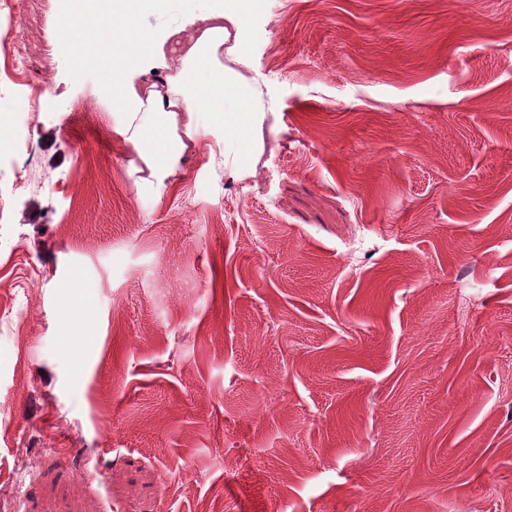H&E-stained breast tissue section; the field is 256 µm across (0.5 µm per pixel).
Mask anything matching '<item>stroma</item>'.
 Here are the masks:
<instances>
[{
  "instance_id": "35a3bbf8",
  "label": "stroma",
  "mask_w": 512,
  "mask_h": 512,
  "mask_svg": "<svg viewBox=\"0 0 512 512\" xmlns=\"http://www.w3.org/2000/svg\"><path fill=\"white\" fill-rule=\"evenodd\" d=\"M20 29L0 512H512V0H264L249 164L161 181Z\"/></svg>"
}]
</instances>
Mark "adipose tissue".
<instances>
[{"instance_id": "adipose-tissue-1", "label": "adipose tissue", "mask_w": 512, "mask_h": 512, "mask_svg": "<svg viewBox=\"0 0 512 512\" xmlns=\"http://www.w3.org/2000/svg\"><path fill=\"white\" fill-rule=\"evenodd\" d=\"M169 5L170 0H66L52 28L71 45L77 65L101 72L113 109L131 114L129 141L150 158L156 177L172 172L183 145L171 130L180 112L211 114V162L221 161L229 138L238 143L240 161L248 162L253 117L263 106L242 69L250 64L248 20L263 0H214L203 13L196 0H179L194 30L175 64L167 59L165 37L140 24L143 15L166 12ZM156 67L163 69L162 79L147 82Z\"/></svg>"}]
</instances>
